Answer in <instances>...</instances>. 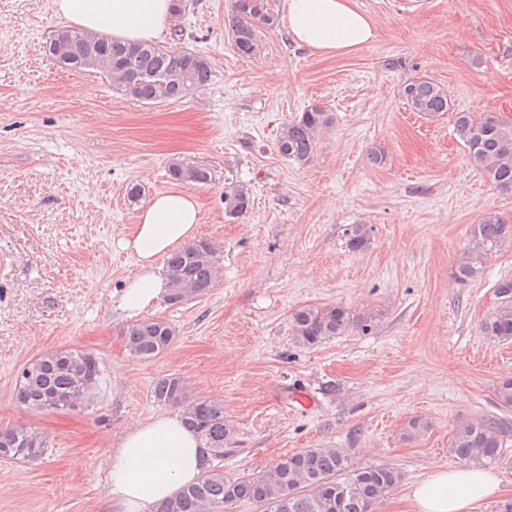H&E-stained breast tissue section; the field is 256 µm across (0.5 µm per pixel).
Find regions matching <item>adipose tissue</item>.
Listing matches in <instances>:
<instances>
[{"label": "adipose tissue", "mask_w": 512, "mask_h": 512, "mask_svg": "<svg viewBox=\"0 0 512 512\" xmlns=\"http://www.w3.org/2000/svg\"><path fill=\"white\" fill-rule=\"evenodd\" d=\"M57 15L80 30L124 42H152L164 33L171 0H53ZM291 40L314 54L354 53L376 37L369 17L353 0H283ZM195 196L174 186L157 192L141 209L132 233L121 240L134 254L139 273L125 286L118 307L125 318H139L168 292L162 259L198 232ZM100 496L110 512H153L161 501L197 481L205 466L201 442L180 414L150 417L128 427L106 461ZM494 474L471 466L436 469L407 491L414 512H474L498 495Z\"/></svg>", "instance_id": "1"}]
</instances>
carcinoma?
I'll return each instance as SVG.
<instances>
[{"mask_svg": "<svg viewBox=\"0 0 512 512\" xmlns=\"http://www.w3.org/2000/svg\"><path fill=\"white\" fill-rule=\"evenodd\" d=\"M276 18L266 0H234L232 40L244 57L258 53V28L271 27ZM50 50L62 67L97 69L124 95L143 104L184 98L193 90L208 86L213 71L207 58L194 51L173 52L152 42L126 44L99 33L59 30ZM401 95L409 108L428 118L452 110L447 91L437 83L418 77L407 81ZM333 123V113L319 104L310 105L301 116L288 122L276 140L277 152L287 160L305 164L313 155L319 134ZM454 130L470 158L481 167L495 186L512 192V124L495 112L454 113ZM170 177L192 185L212 180L208 169L184 161L169 166ZM225 212L241 216L251 208V193L242 184L224 191ZM372 227L352 224L347 228V247L364 252L371 244ZM473 246L456 270L467 281L481 270L488 251L512 242V224L494 212L486 213L472 228ZM216 243L200 237L171 252L165 258V272L171 285L167 300L181 304L202 296L219 277L218 265L209 255ZM498 305L482 324L483 333L498 341L512 339V279L495 284ZM375 315L354 317L341 306L301 307L291 314L292 335L305 347L319 346L351 330L368 332ZM126 350L132 357L150 362L166 351L174 330L163 320L147 318L123 332ZM101 376L97 357L80 349L41 354L21 371L22 385L17 400L32 412L73 408L80 382L87 381L84 396L94 405L90 390ZM154 401L162 406H180L185 425L197 434L209 461L202 476L184 486L160 504L154 512H224V507L248 501L261 512H372V506L401 481L400 471L387 466H370L349 471V458L341 448H306L278 460L254 477H230L220 468L230 433L224 425V404L218 399L189 401L185 381L175 375L158 378L152 386ZM501 421L490 417L479 424L457 427L451 446L462 463L483 466L495 463L503 454ZM0 458L30 462L46 453L41 437L21 424L0 430Z\"/></svg>", "mask_w": 512, "mask_h": 512, "instance_id": "1", "label": "carcinoma"}]
</instances>
